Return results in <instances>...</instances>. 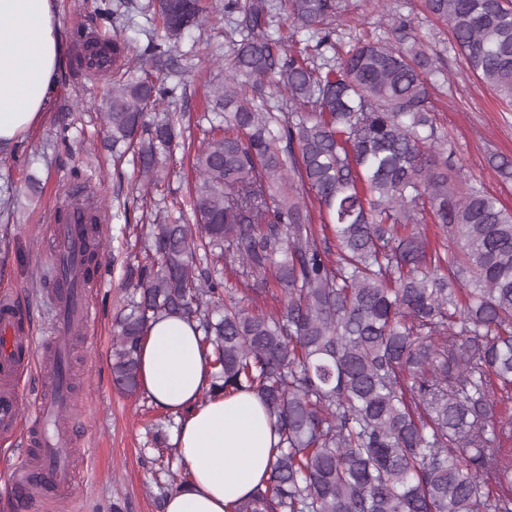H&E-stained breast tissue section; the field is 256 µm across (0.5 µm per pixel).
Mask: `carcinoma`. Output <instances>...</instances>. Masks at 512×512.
Instances as JSON below:
<instances>
[{
    "label": "carcinoma",
    "mask_w": 512,
    "mask_h": 512,
    "mask_svg": "<svg viewBox=\"0 0 512 512\" xmlns=\"http://www.w3.org/2000/svg\"><path fill=\"white\" fill-rule=\"evenodd\" d=\"M129 0H99L116 22ZM468 70L512 99V0H425ZM340 0H287L296 29L323 33ZM160 19L135 67L99 42L83 61L112 64L106 137L137 147L140 176L163 178L160 155L182 145L180 116L152 110L175 76L176 52L204 25L203 0H147ZM241 40L203 114L189 208L172 203L149 228L136 293L116 321L112 375L139 388L140 345L162 314L197 323L217 391L260 395L280 442L267 486L233 512H512V437L494 422L512 397V213L448 176L437 148L430 77L438 72L407 25L316 65L271 32V0H224ZM285 96L276 114L265 97ZM148 142L136 143L139 130ZM441 229L427 250L420 200ZM331 224L336 248L314 213ZM210 262L282 307L254 312ZM101 244L82 246L85 273Z\"/></svg>",
    "instance_id": "1"
}]
</instances>
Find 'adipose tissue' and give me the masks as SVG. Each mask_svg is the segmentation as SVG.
<instances>
[{
	"instance_id": "ef3b65f1",
	"label": "adipose tissue",
	"mask_w": 512,
	"mask_h": 512,
	"mask_svg": "<svg viewBox=\"0 0 512 512\" xmlns=\"http://www.w3.org/2000/svg\"><path fill=\"white\" fill-rule=\"evenodd\" d=\"M54 0H0V146L35 127L51 106L62 47ZM195 323L163 316L140 352V384L178 420L176 449L192 478L165 500V512H231L264 487L279 436L262 399L239 391L201 401L211 368Z\"/></svg>"
}]
</instances>
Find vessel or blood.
Masks as SVG:
<instances>
[{"label":"vessel or blood","mask_w":512,"mask_h":512,"mask_svg":"<svg viewBox=\"0 0 512 512\" xmlns=\"http://www.w3.org/2000/svg\"><path fill=\"white\" fill-rule=\"evenodd\" d=\"M59 213L58 221L47 230L48 255L55 266L49 293L53 319L48 336L34 342L27 336L11 297H0V436L11 437L20 424H27L35 456L15 469L12 485L45 504L59 499L73 482L74 468L68 453L73 438L58 421L71 415L75 400L68 385L56 380L50 391L40 393L30 411H23L20 380L35 362L64 364L69 337L95 313L87 290L79 283L83 265L73 258L91 233L87 203L81 193H67Z\"/></svg>","instance_id":"1"}]
</instances>
